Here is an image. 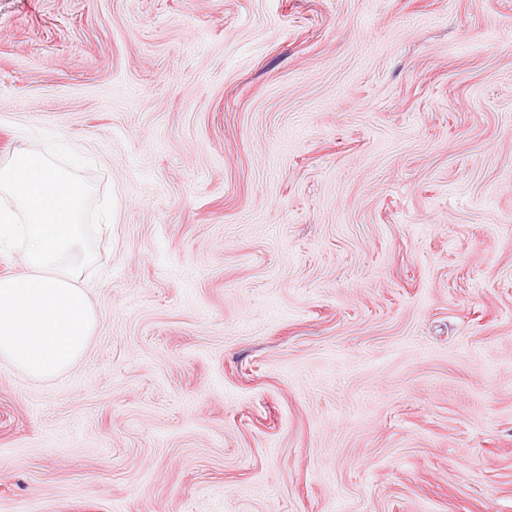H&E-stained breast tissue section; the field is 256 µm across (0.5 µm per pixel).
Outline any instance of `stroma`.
Instances as JSON below:
<instances>
[{"mask_svg":"<svg viewBox=\"0 0 512 512\" xmlns=\"http://www.w3.org/2000/svg\"><path fill=\"white\" fill-rule=\"evenodd\" d=\"M49 135L114 209L0 512H512V0H0Z\"/></svg>","mask_w":512,"mask_h":512,"instance_id":"obj_1","label":"stroma"}]
</instances>
